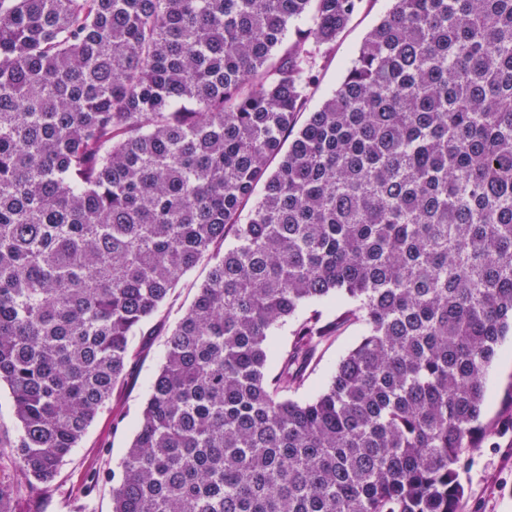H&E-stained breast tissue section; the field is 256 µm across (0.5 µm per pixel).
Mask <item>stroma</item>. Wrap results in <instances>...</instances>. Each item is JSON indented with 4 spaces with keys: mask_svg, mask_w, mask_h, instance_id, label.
I'll use <instances>...</instances> for the list:
<instances>
[{
    "mask_svg": "<svg viewBox=\"0 0 512 512\" xmlns=\"http://www.w3.org/2000/svg\"><path fill=\"white\" fill-rule=\"evenodd\" d=\"M390 6V0H363L338 37L333 52L321 63L313 103H321L336 89L366 33ZM207 273L203 265L187 272L180 279L170 305L144 331L132 337L133 359L125 381L114 389L106 407L64 462L53 487L35 497L32 512H112L111 483H100L88 495L84 492L86 478L93 471L118 470L133 439L149 383L163 361L164 333L193 301ZM361 335V327L350 326L320 347L300 397H311L324 386L337 363L358 343ZM509 417H512V336L505 338L485 376L480 417L483 441L472 451V464L461 475L465 494L460 512H512V429L502 425Z\"/></svg>",
    "mask_w": 512,
    "mask_h": 512,
    "instance_id": "obj_1",
    "label": "stroma"
}]
</instances>
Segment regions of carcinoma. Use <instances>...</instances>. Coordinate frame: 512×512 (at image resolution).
<instances>
[{"label": "carcinoma", "instance_id": "carcinoma-1", "mask_svg": "<svg viewBox=\"0 0 512 512\" xmlns=\"http://www.w3.org/2000/svg\"><path fill=\"white\" fill-rule=\"evenodd\" d=\"M361 2L0 0V512L201 264L120 473L90 475L112 512H459L512 331V0H392L311 111ZM361 335L362 328L360 326L346 327L320 347L312 365L313 371H311L305 387L299 392L301 398L315 395L324 386L334 372L337 363L358 343ZM18 433L9 391L5 385L0 388V468L13 476L19 474L17 462L13 459L9 444Z\"/></svg>", "mask_w": 512, "mask_h": 512}]
</instances>
